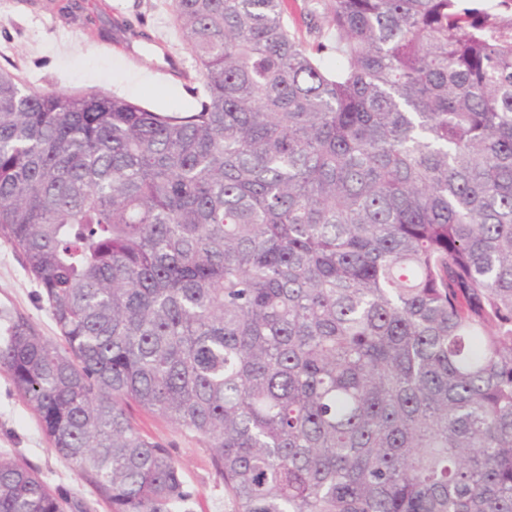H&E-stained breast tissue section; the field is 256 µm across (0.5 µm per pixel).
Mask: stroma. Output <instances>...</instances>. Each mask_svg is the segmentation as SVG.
Segmentation results:
<instances>
[{
  "label": "stroma",
  "instance_id": "35a3bbf8",
  "mask_svg": "<svg viewBox=\"0 0 512 512\" xmlns=\"http://www.w3.org/2000/svg\"><path fill=\"white\" fill-rule=\"evenodd\" d=\"M67 0H0V68L18 73L36 89L49 92L117 93L156 112H184L201 91L169 76V69L195 68L194 56L173 24L172 0H81L83 20L65 19ZM40 288L18 255L0 242V328L7 318L24 316L53 343L61 337L38 299ZM133 423L165 443L178 459L184 480L194 489L191 512H234L210 454L193 434L138 407ZM0 455L35 469L51 489L86 503L89 512H111L89 480L81 477L49 445L35 412L0 370Z\"/></svg>",
  "mask_w": 512,
  "mask_h": 512
}]
</instances>
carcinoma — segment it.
Returning a JSON list of instances; mask_svg holds the SVG:
<instances>
[{"label": "carcinoma", "instance_id": "cac0c4a2", "mask_svg": "<svg viewBox=\"0 0 512 512\" xmlns=\"http://www.w3.org/2000/svg\"><path fill=\"white\" fill-rule=\"evenodd\" d=\"M190 112L0 69V240L64 344L0 368L112 512H512V19L461 0H172ZM0 512H63L0 457ZM309 0H288V16L290 25L297 31L298 36L307 43L318 41L320 35L331 37L328 25L323 16L309 15ZM133 423L149 437L165 443L178 459L184 480L194 489L191 512H234L224 492V480L216 473L209 451L193 434L135 405L129 407Z\"/></svg>", "mask_w": 512, "mask_h": 512}]
</instances>
